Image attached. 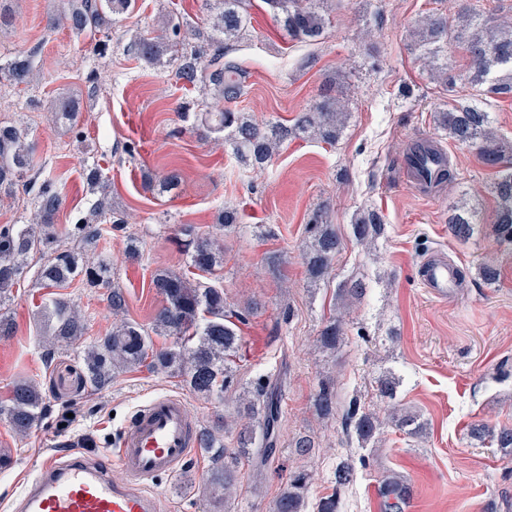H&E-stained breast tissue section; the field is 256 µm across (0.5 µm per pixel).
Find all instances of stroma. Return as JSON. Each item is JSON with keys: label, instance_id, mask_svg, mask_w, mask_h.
I'll use <instances>...</instances> for the list:
<instances>
[{"label": "stroma", "instance_id": "obj_1", "mask_svg": "<svg viewBox=\"0 0 512 512\" xmlns=\"http://www.w3.org/2000/svg\"><path fill=\"white\" fill-rule=\"evenodd\" d=\"M384 3L378 21L351 8L336 13L321 43L308 44L289 38L263 0H251L252 24L234 50L250 73L238 109L261 123L292 124L330 76L343 85L351 114L335 146L286 141L262 171L238 163L201 124L199 103L215 108L217 99H204L198 87L183 88L170 69L146 65L127 50L133 35L153 30L164 13L201 25L202 0H135L100 54L68 30L47 27L54 0H13V21L0 29L1 61L20 52L33 56L37 76L29 85L0 84V123L20 129L34 146L33 181H53L65 195L55 224L59 248L91 265L106 260L113 286L124 292L125 318L148 328L162 306L154 275L189 271L183 225L216 235L224 245V294L245 315L238 378L244 384L262 375L282 382L276 452L263 479L255 480L253 464H244L235 495L224 500L209 484L211 461L201 450L156 483L161 512H274L295 470L310 475L307 512H316L318 501L331 494L339 512H384L380 486L388 476L412 488L402 512H512V451L470 435L477 421L512 424V249L491 232L495 171L434 122L448 105L477 98L458 45L448 42L444 51L456 74L450 89L430 79L409 46L422 17L455 14L464 0ZM69 95L80 99L78 118L57 125L50 108ZM422 137L446 150L456 173L454 182L428 196L406 181L401 165ZM94 164L109 181L107 192L86 182ZM173 170L182 180L172 192L146 186V174L160 178ZM102 200L123 223L86 241L75 225ZM227 207L240 216L232 232L217 227ZM363 207L378 209L387 224L373 252L350 233ZM319 210L341 233L343 248L331 282L314 286L302 248L307 223ZM463 212L477 217L466 241L448 232L449 218ZM437 252L465 278L461 296L446 303L431 299L416 274ZM43 262L34 252L25 258L5 304L16 330L0 338V402L16 383L30 381L46 392L52 414L24 436L0 416V512H9L50 454L76 450L110 458L129 417L155 394L184 397L203 428L221 415L237 420L235 394L220 405L205 401L176 373L131 368L94 391L82 380L77 347H60L44 363L48 291L37 283ZM484 263L497 266V281L483 280ZM352 277L364 279L368 291L350 307L344 341L328 356L318 349L319 330L334 309L337 282ZM107 294L80 276L64 291L85 317V341L112 329ZM387 371L400 386L395 401L374 399L375 411L385 419L393 404H402L422 423L421 437L386 425L363 447L341 417L316 414L312 397L321 379L333 380L344 406L353 395L369 393L374 378ZM302 435L315 441L305 457L293 448ZM349 455L355 478L340 488L334 472Z\"/></svg>", "mask_w": 512, "mask_h": 512}]
</instances>
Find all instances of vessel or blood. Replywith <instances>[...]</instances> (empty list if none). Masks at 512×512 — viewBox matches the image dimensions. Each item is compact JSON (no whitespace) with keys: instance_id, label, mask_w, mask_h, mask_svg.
Returning a JSON list of instances; mask_svg holds the SVG:
<instances>
[{"instance_id":"obj_1","label":"vessel or blood","mask_w":512,"mask_h":512,"mask_svg":"<svg viewBox=\"0 0 512 512\" xmlns=\"http://www.w3.org/2000/svg\"><path fill=\"white\" fill-rule=\"evenodd\" d=\"M424 288L436 298L457 295L459 274L446 259L421 268ZM198 424L177 395H157L139 406L112 450L111 462L77 452L47 457L12 503V512H159L150 487L174 474L197 449ZM120 469L123 480L112 477Z\"/></svg>"}]
</instances>
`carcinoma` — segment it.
<instances>
[{"label": "carcinoma", "instance_id": "1", "mask_svg": "<svg viewBox=\"0 0 512 512\" xmlns=\"http://www.w3.org/2000/svg\"><path fill=\"white\" fill-rule=\"evenodd\" d=\"M210 10L209 31L203 33L190 23L171 17L161 26V33L138 34L128 51L149 66H169L176 81L185 85L202 84L213 95L224 101V109L214 112L204 105L199 118L211 131L224 134V145L243 164L256 169L265 168L289 139L313 138L333 145L341 137L347 112L342 101L323 88L317 101L305 112L299 113L291 126L278 123L260 125L251 116L233 108L245 94L247 72L231 56L233 43L241 40L249 25L245 0H204ZM273 18L289 37L314 42L324 36L328 18L320 4L324 0H264ZM133 0H58L48 17V24L63 26L76 38L110 37L112 26L119 17L129 12ZM478 13L472 7L457 12L453 38L462 49L468 64V79L475 87L486 86L483 94L512 97V22L503 17L488 25L477 21ZM411 43L419 52L423 65L432 77L450 84L453 76L448 68L436 66V59L448 42V17L432 13L424 17L410 32ZM35 77L32 55L18 54L0 64V82L19 86ZM80 110L79 99L68 97L53 107L55 122L74 120ZM437 128L453 141L474 147L482 162L496 170L493 184L495 213L492 232L501 244L512 245V165L508 157L512 145L497 140L489 129L488 112L474 105H455L435 113ZM33 147L24 134L11 125H0V194L14 192L20 184H29L27 174L34 170ZM64 203V198L51 181L42 183L35 194L40 230L30 225L0 228V307L21 274V261L32 252H39L45 261L39 272L43 288H65L79 274L93 286L109 289L112 311L125 306L121 289L112 286V270L106 263L93 267L79 266V258L69 250L56 245L52 226ZM107 215L106 203L100 202L90 216L81 219L77 230L88 240L102 236L101 221ZM353 237L363 246H371L384 234L381 215L366 210L351 225ZM451 234L462 240L472 237L474 228L470 218L455 214L449 220ZM190 265L202 273H210L220 263L219 248L209 237L198 235L191 224L181 229ZM311 242L304 252L308 279L312 283L330 278L336 255L343 244L335 225L327 223L322 212H316L309 223ZM154 286L164 298V305L154 318V332L159 336H175L177 342L166 348L154 347L153 339L138 323L123 321L112 327V332L99 336L81 350L84 382L94 388L107 385L112 372L148 363L154 370L178 372L187 378L191 389L204 397L222 400L224 390L237 383L231 357L238 350L240 337L235 321L243 314L227 309L224 290L186 276L163 271L156 275ZM366 293L359 279L339 283L336 297L358 300ZM52 346L45 349L49 362L55 347L73 345L84 336L85 319L61 293L49 299L44 306ZM345 336V319L340 311L331 314L319 334L320 347L334 352ZM243 412L253 420L252 425L224 438L205 431L198 436V446L211 454L210 483L224 490V502H229L237 480V468L244 458L255 460L261 469L270 460L271 439L279 422L280 388L268 378L244 388L239 396ZM316 413L323 419L336 414L337 398L333 382L320 383L313 396ZM45 392L38 387L20 383L13 388L10 404L0 413L20 434L28 433L49 411ZM344 424L363 442L372 440L382 426L378 418L360 410L357 403L349 404L343 414ZM474 437L487 436L496 440L500 448H512V425L489 427L483 423L471 427ZM354 466L349 461L336 467V486L344 487L353 480ZM309 475L303 471L289 474L275 512H303L308 497Z\"/></svg>", "mask_w": 512, "mask_h": 512}]
</instances>
